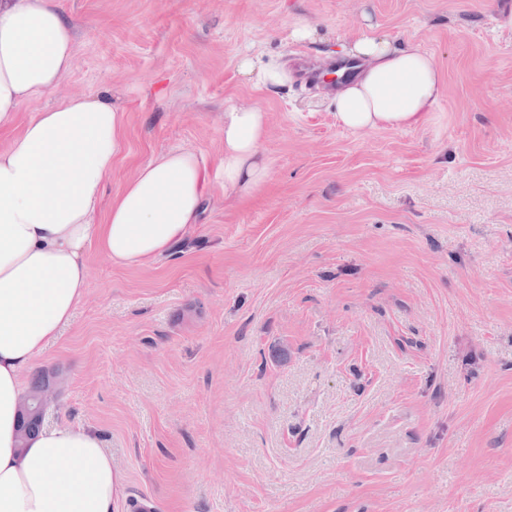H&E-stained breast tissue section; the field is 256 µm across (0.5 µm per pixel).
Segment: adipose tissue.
Here are the masks:
<instances>
[{"mask_svg": "<svg viewBox=\"0 0 512 512\" xmlns=\"http://www.w3.org/2000/svg\"><path fill=\"white\" fill-rule=\"evenodd\" d=\"M76 28L54 0H0V512H114L122 475L98 433L51 427L20 439L22 373L55 343L88 288L89 247L128 267L169 254L197 223L204 167L172 149L139 166L95 215L124 144L123 113L71 95L17 128L22 106L58 88L73 66ZM358 72L331 98L338 125L359 133L423 126L443 78L432 55L380 36L342 42ZM259 107L224 111V198L239 202L269 179Z\"/></svg>", "mask_w": 512, "mask_h": 512, "instance_id": "obj_1", "label": "adipose tissue"}]
</instances>
